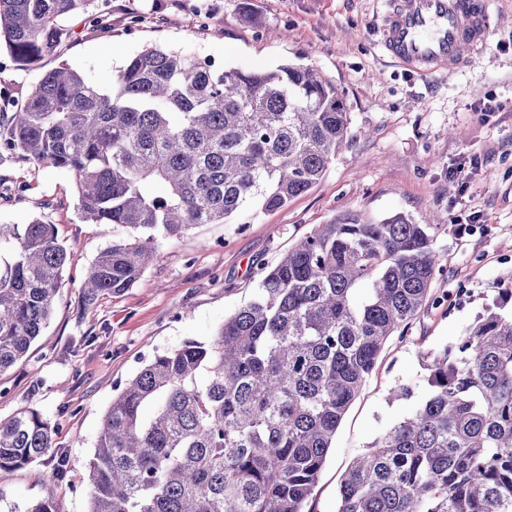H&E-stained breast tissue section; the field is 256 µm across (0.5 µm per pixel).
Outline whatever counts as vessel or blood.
<instances>
[{"mask_svg":"<svg viewBox=\"0 0 512 512\" xmlns=\"http://www.w3.org/2000/svg\"><path fill=\"white\" fill-rule=\"evenodd\" d=\"M488 0H389L383 53L407 71L447 75L488 35Z\"/></svg>","mask_w":512,"mask_h":512,"instance_id":"b4317fda","label":"vessel or blood"}]
</instances>
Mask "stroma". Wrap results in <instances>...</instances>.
Instances as JSON below:
<instances>
[{"mask_svg":"<svg viewBox=\"0 0 512 512\" xmlns=\"http://www.w3.org/2000/svg\"><path fill=\"white\" fill-rule=\"evenodd\" d=\"M387 0H92L62 19L57 52L39 68L0 50V98L19 107L43 72L66 63L110 87L146 48L181 49L242 69L297 59L342 95L351 140L322 180L283 208L244 221L200 224L161 241L141 278L92 307L80 301L87 270L120 225L89 224L71 173L0 152V224H55L71 253L48 326L0 375V421L27 408L55 427L69 469L56 480L44 460L0 483V512H25L50 496L60 512H88L86 464L113 397L159 352L211 340L247 302L260 268L273 265L317 225L354 213L378 222L396 213L441 223L443 262L432 283L442 301L406 337H392L349 406L306 508L337 512L340 480L375 437L425 399L427 354L454 344L488 308L512 303V0H490L484 51L452 74L405 72L378 44ZM401 384L406 399L392 397Z\"/></svg>","mask_w":512,"mask_h":512,"instance_id":"obj_1","label":"stroma"}]
</instances>
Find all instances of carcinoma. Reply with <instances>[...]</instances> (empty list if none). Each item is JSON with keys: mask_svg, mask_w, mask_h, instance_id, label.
<instances>
[{"mask_svg": "<svg viewBox=\"0 0 512 512\" xmlns=\"http://www.w3.org/2000/svg\"><path fill=\"white\" fill-rule=\"evenodd\" d=\"M90 2L0 0V48L39 65ZM349 141L336 86L311 64L243 70L159 48L110 89L63 63L0 111V150L70 172L87 221L139 233L98 254L86 307L132 287L159 239L286 206ZM441 228L343 215L260 270L212 340L155 355L112 399L88 512H305L385 344L429 301ZM70 259L55 225L0 224V374L49 322ZM428 358V396L347 468L337 512H512V311L487 310ZM53 432L36 409L0 421V476L49 456L64 479Z\"/></svg>", "mask_w": 512, "mask_h": 512, "instance_id": "1", "label": "carcinoma"}]
</instances>
